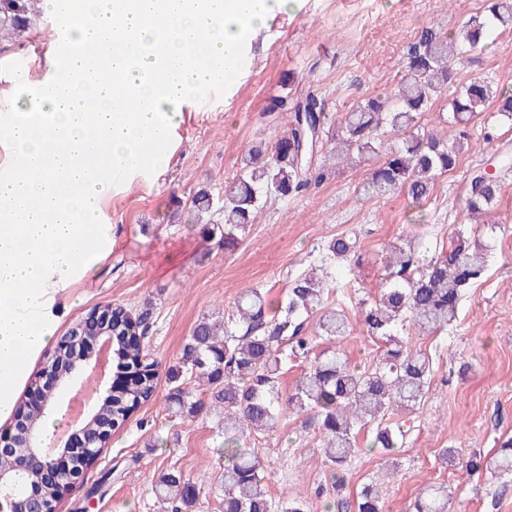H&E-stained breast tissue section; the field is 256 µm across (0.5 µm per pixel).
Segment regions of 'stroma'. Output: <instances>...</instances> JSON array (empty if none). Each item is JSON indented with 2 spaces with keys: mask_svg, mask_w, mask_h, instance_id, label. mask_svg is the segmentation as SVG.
Returning a JSON list of instances; mask_svg holds the SVG:
<instances>
[{
  "mask_svg": "<svg viewBox=\"0 0 512 512\" xmlns=\"http://www.w3.org/2000/svg\"><path fill=\"white\" fill-rule=\"evenodd\" d=\"M486 7V0H298L294 12L276 16L256 34L230 89L184 109L166 165L155 175L138 173L117 183L101 217L111 246L65 292L57 330L65 332L100 302L122 304L136 315L150 310L144 345L158 365L157 391L64 490L59 512H164L151 481L169 469L197 488L190 512H221L224 463L217 422L209 415L189 419L165 412L169 371L201 316H231L245 288L263 289L268 302H276L289 278L315 262L318 248L344 232L355 238L363 263L329 267L328 304L350 317L352 332L339 342L340 352L353 365L372 364L380 346L368 336L357 302L374 298L386 249L409 240L423 259L464 224L467 177L512 154V123L486 109L484 120L471 126L470 149L437 180L421 208L401 194L361 195L364 168L334 169L319 186L269 199L241 243L228 249L220 237L204 238L193 213L173 209L170 201L189 199L202 188L223 196L244 151L280 133L277 116L267 112L273 99L317 94L328 124H335L353 103L394 91L406 49L422 26L452 31ZM56 29L54 18L43 14L22 37L0 41V104L7 113L26 110L25 83L54 65ZM19 58L28 67L18 75L10 65ZM453 67L461 84L476 77L512 81V35L494 34L484 51L457 56ZM500 183L493 213L499 230L485 278L468 290L447 332L407 338L429 357L432 375L420 409L395 414L411 429L398 465L385 472L377 450L360 445L348 466L343 499L376 479L384 512H407L423 486L444 484L450 512H512V480L485 471L470 475L461 465L475 453L494 455L512 436V171L501 173ZM318 439L316 426L302 415L287 416L275 431L255 436L271 496L305 492L309 512H324L323 499L314 494L326 482ZM444 448L457 450L458 461L442 463Z\"/></svg>",
  "mask_w": 512,
  "mask_h": 512,
  "instance_id": "stroma-1",
  "label": "stroma"
}]
</instances>
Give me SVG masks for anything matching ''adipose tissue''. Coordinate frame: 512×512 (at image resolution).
I'll list each match as a JSON object with an SVG mask.
<instances>
[{
  "label": "adipose tissue",
  "mask_w": 512,
  "mask_h": 512,
  "mask_svg": "<svg viewBox=\"0 0 512 512\" xmlns=\"http://www.w3.org/2000/svg\"><path fill=\"white\" fill-rule=\"evenodd\" d=\"M294 0H73L60 16L79 44L67 77L34 82L37 109L0 137V422L49 345L58 297L93 266L85 243L112 167L138 155L183 105L235 67L270 18Z\"/></svg>",
  "instance_id": "adipose-tissue-1"
}]
</instances>
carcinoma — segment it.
I'll list each match as a JSON object with an SVG mask.
<instances>
[{
  "instance_id": "1",
  "label": "carcinoma",
  "mask_w": 512,
  "mask_h": 512,
  "mask_svg": "<svg viewBox=\"0 0 512 512\" xmlns=\"http://www.w3.org/2000/svg\"><path fill=\"white\" fill-rule=\"evenodd\" d=\"M32 3L0 0V32L28 29ZM496 30H512V0H491L486 11L471 15L452 32L421 27L406 53L404 74L394 94L370 95L349 107L332 130L324 127L322 103L315 95L278 100L272 111L288 115L287 129L273 142L248 149L239 172L224 185L221 205L214 203L208 190L200 189L189 210L223 215L224 223L207 224L204 230L211 237L220 234L224 248L230 249L255 223L263 199H286L323 178L314 164L320 151L323 164L368 166L360 187L364 195L387 198L403 191L412 204L423 205L437 179L457 168L469 146L467 125L489 102H496L497 111L512 121V84L495 87L475 78L456 90L448 101V113H438L439 120L455 128L453 140L418 124L455 83L454 57L482 50ZM499 195L498 175L483 168L473 170L466 192L470 218L491 215ZM470 230V224L456 229L448 247L421 264L415 263L410 245L387 252L378 295L361 310L368 335L385 344L383 354L369 368L351 366L335 351L322 353L288 393L279 388L285 360L305 359L315 347V340L302 334L311 317H318V335L329 341L350 335L344 311L327 305L325 272L326 265L336 261L360 263L354 243L344 234L327 241L320 265L291 279L276 305L269 304L260 289L246 288L235 305V327L228 329L207 317L198 321L171 370L174 386L166 406L179 417L204 413L219 417L224 512H307V500L301 496L277 499L268 493L260 451L246 444L253 433L274 431L287 412L310 415L318 424L330 487H319L316 495L342 490L358 437L366 430L371 433L368 447L380 449L385 465L395 467L394 456L404 447L406 431L388 419L398 410H418L431 382L429 359L409 346L401 332L410 328L431 336L456 320L464 290L487 270L489 245L465 238ZM124 310L120 304L112 305V366L131 370L133 379L112 389V403L104 404L100 415L114 429L156 393L155 364L143 350L148 313H141L129 332ZM183 376L201 387V396L182 387ZM493 469L500 476L512 475V439L499 449ZM154 492L164 503H179L171 512H186L197 497L196 487L177 470L159 474ZM354 506L355 512H383L379 493L370 483L356 496ZM410 512H448V489L433 484L423 488Z\"/></svg>"
}]
</instances>
